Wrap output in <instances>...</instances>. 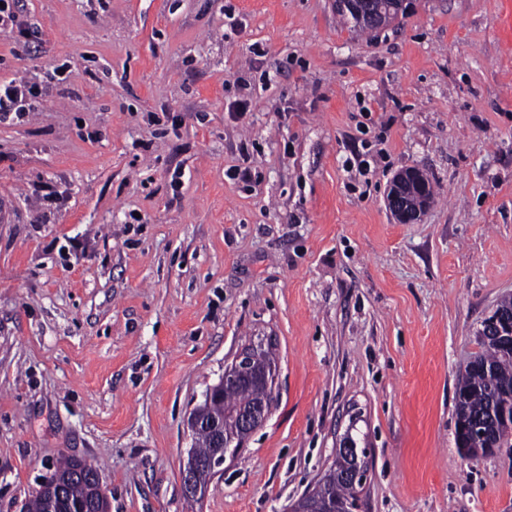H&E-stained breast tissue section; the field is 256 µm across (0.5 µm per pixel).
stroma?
<instances>
[{"label": "stroma", "instance_id": "stroma-1", "mask_svg": "<svg viewBox=\"0 0 512 512\" xmlns=\"http://www.w3.org/2000/svg\"><path fill=\"white\" fill-rule=\"evenodd\" d=\"M21 24L0 81L42 94L0 121V512L64 458L99 462L111 512H284L351 424L359 512H512V447L455 441L512 297V0H414L371 38L331 0H27ZM407 168L436 194L399 224ZM251 344L277 400L187 499L188 418ZM415 186L423 193V185L421 182V173L416 170H404L397 173L389 188L391 193L387 198V204L394 217L400 224H412L419 220L422 212L425 210L427 203L414 205L408 197L409 189ZM388 191V192H389Z\"/></svg>", "mask_w": 512, "mask_h": 512}]
</instances>
